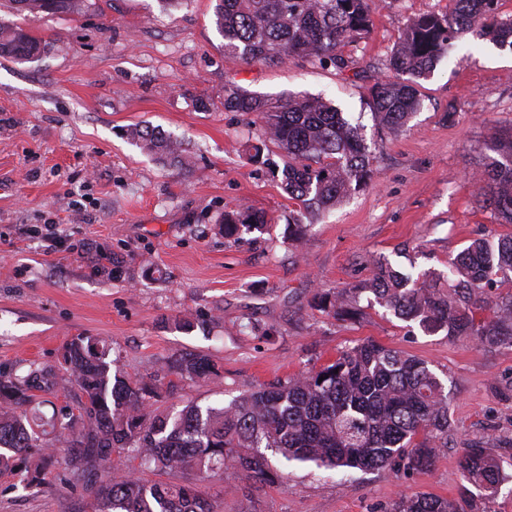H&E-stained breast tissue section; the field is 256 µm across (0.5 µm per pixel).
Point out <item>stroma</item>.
<instances>
[{
  "label": "stroma",
  "mask_w": 512,
  "mask_h": 512,
  "mask_svg": "<svg viewBox=\"0 0 512 512\" xmlns=\"http://www.w3.org/2000/svg\"><path fill=\"white\" fill-rule=\"evenodd\" d=\"M213 0L162 11L158 0H77L69 11L20 13L0 0V19L46 41L38 59L0 57V372L39 367L58 379L33 392L45 418L77 410L63 382L71 337L112 344L135 380L161 379L159 409L215 405L335 359L371 338L427 363L448 388V446L431 471L406 467L330 475L270 461L288 475L269 487L244 479L224 492L223 473L200 482L217 512H390L401 498L448 499L465 483L464 449L487 442L503 480L493 512H512V347L487 350L464 336L424 333L385 309L354 321L315 310L319 289L367 283L376 262L419 275L445 273L473 238L512 233L478 202L494 133L512 131V49L465 35L451 59L421 82L420 109L399 131L378 129L367 104L408 20L452 9L453 0H380L366 39L345 47V69L304 61L248 65L225 54ZM239 85L333 101L360 124L373 159L369 184L315 221L298 245L283 231L295 206L281 185L285 152L249 161L255 117L224 109ZM146 124L180 140L187 166L165 165L127 137ZM245 205L268 224L239 240L217 235L220 214ZM53 225L62 249L45 250L36 228ZM191 314L206 328L174 321ZM263 330L254 335L248 322ZM209 356L219 381L168 373V362ZM82 483L57 467L28 484L0 474V512H91Z\"/></svg>",
  "instance_id": "stroma-1"
}]
</instances>
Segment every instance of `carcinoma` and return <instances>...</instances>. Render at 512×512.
Listing matches in <instances>:
<instances>
[{"label": "carcinoma", "mask_w": 512, "mask_h": 512, "mask_svg": "<svg viewBox=\"0 0 512 512\" xmlns=\"http://www.w3.org/2000/svg\"><path fill=\"white\" fill-rule=\"evenodd\" d=\"M64 0H15L18 11L55 10ZM450 12H432L409 21L386 59L390 76L370 88V105L389 130L404 126L420 106L419 80L451 57L455 41L471 33L512 47V18L499 12V0H454ZM375 0H215L214 22L224 53L245 63H286L300 59L339 69L347 66L343 49L370 32ZM47 42L23 25L0 21V57L29 62ZM224 109L256 115L257 143L249 160L258 162L273 144L288 154L282 186L297 205L284 234L302 241L309 224L371 179L373 155L360 127L322 97L270 99L237 86L226 91ZM128 135L145 153L162 162H182V142L149 126ZM481 174L483 206L512 224V133L494 137ZM265 216L247 206L224 213L219 230L238 238L242 227H260ZM512 282V236L493 241L479 237L448 260L447 286L422 282L379 262L372 280L342 291L318 290L312 307L340 320L360 315L357 298L373 302L428 334L448 339L470 336L488 350L512 346V297L488 295L502 280ZM112 344L76 336L63 348L61 367L83 394L78 413L45 420L17 411L44 375L0 373V471L39 480L53 449L71 450L67 467H101L114 452L139 457L148 469L182 475L178 482H157L112 471L93 490L92 512H215L197 485L211 472L244 475L261 484H281L261 452L271 448L286 461L311 462L327 471L372 470L404 465L428 471L448 444V393L424 361L372 339L342 350L332 363L298 373L232 399L228 404L179 410H152L159 387L130 381L112 370ZM169 372L209 384L218 368L205 355L181 356ZM467 485L459 498L428 494L406 497L391 512H491L489 502L500 482V465L489 448L475 442L460 462ZM479 494H474L473 490Z\"/></svg>", "instance_id": "cac0c4a2"}]
</instances>
